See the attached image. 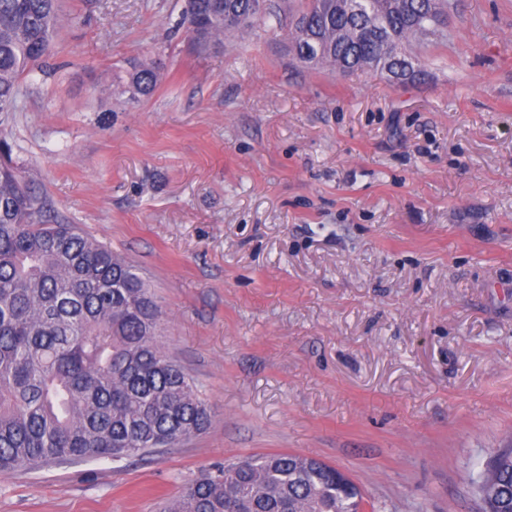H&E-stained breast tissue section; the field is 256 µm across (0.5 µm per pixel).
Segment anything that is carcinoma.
<instances>
[{
    "label": "carcinoma",
    "instance_id": "1",
    "mask_svg": "<svg viewBox=\"0 0 512 512\" xmlns=\"http://www.w3.org/2000/svg\"><path fill=\"white\" fill-rule=\"evenodd\" d=\"M454 0H184L202 48L229 33L280 32L299 63L406 81L411 41L448 42ZM60 0H0V473L175 448L205 431L208 405L166 353L163 317L131 262L53 220L13 164L21 81L56 53ZM132 102L153 96L150 59L125 70ZM484 512H512V445L472 465ZM359 488L311 457L278 453L203 473L165 512H364Z\"/></svg>",
    "mask_w": 512,
    "mask_h": 512
}]
</instances>
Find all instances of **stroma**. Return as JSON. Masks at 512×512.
<instances>
[{"label":"stroma","mask_w":512,"mask_h":512,"mask_svg":"<svg viewBox=\"0 0 512 512\" xmlns=\"http://www.w3.org/2000/svg\"><path fill=\"white\" fill-rule=\"evenodd\" d=\"M181 6L62 0L13 160L139 267L210 424L0 474V512H162L276 453L336 467L373 512H479L471 464L512 439V0H458L420 84L296 66L261 30L201 51ZM130 58L164 75L137 104Z\"/></svg>","instance_id":"1"}]
</instances>
